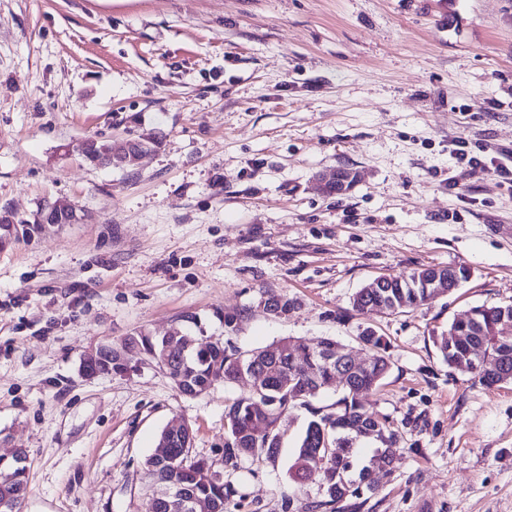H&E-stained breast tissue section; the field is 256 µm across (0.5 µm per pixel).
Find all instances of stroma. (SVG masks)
Segmentation results:
<instances>
[{"label":"stroma","instance_id":"35a3bbf8","mask_svg":"<svg viewBox=\"0 0 512 512\" xmlns=\"http://www.w3.org/2000/svg\"><path fill=\"white\" fill-rule=\"evenodd\" d=\"M153 139L133 169L76 146ZM512 0H0V208L80 221L0 250V455L25 449L22 512H145L142 463L186 422L234 487L225 512H301L288 475L313 410L281 421L276 460L224 465L239 382L181 393L151 364L85 377V352L145 332L287 337L356 359L373 328L390 372L366 394L398 436L361 512H512V384L449 367L436 343L481 305L512 304ZM345 195L323 181L339 168ZM462 266L460 288L358 314L381 275ZM294 302L268 314L265 292ZM236 328L225 331V317Z\"/></svg>","mask_w":512,"mask_h":512}]
</instances>
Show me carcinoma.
<instances>
[{"mask_svg": "<svg viewBox=\"0 0 512 512\" xmlns=\"http://www.w3.org/2000/svg\"><path fill=\"white\" fill-rule=\"evenodd\" d=\"M39 225L19 221L15 224L0 222V242L24 240L32 237ZM433 275L429 266L417 268L406 275H390L382 288L372 291L362 288L354 296L352 308L368 313L374 306H384L392 313L417 308L434 299L432 289L426 287ZM292 302L280 295L269 294L264 299V310L288 314ZM512 318V305L486 306L480 320L483 328L462 329L456 324L449 329L456 336L441 337L439 349L449 366L456 359L475 358L490 353L493 358L480 363L479 381L486 386L512 383V335L493 336L490 327L502 317ZM361 340L369 346L368 364L351 373L338 360L329 361L325 353L336 347V341L325 337L302 349L304 364L293 363L287 357L269 355V349L252 351L266 372L262 393H249L229 402L224 409V465L235 468L240 462L263 456L269 460L280 452L279 422L282 416L324 390V385L340 373L347 374L343 396L336 401L334 411L317 415L310 420L295 450L288 473L299 486L315 477L318 497L305 505V512H352L359 507L349 500L358 498L363 491H375L373 474L389 468L395 458L396 433L386 421L365 408L360 394L377 388L390 371L388 344L375 331L367 329ZM241 351L221 338L210 339L199 346L175 345L169 348L168 358L172 373L183 379L185 386L201 395L212 386V368L224 370V384L237 382L236 361ZM160 438L169 443V453L160 458L147 457L144 470L155 482L178 487L187 498L209 501L224 512L231 489L224 479L212 470L204 458L192 455L193 435L173 437L162 431ZM364 438L381 444L365 463L353 453V445ZM29 489L26 452L20 451L0 463V512H21V505ZM147 512H191L182 501L158 502L151 498Z\"/></svg>", "mask_w": 512, "mask_h": 512, "instance_id": "obj_1", "label": "carcinoma"}]
</instances>
